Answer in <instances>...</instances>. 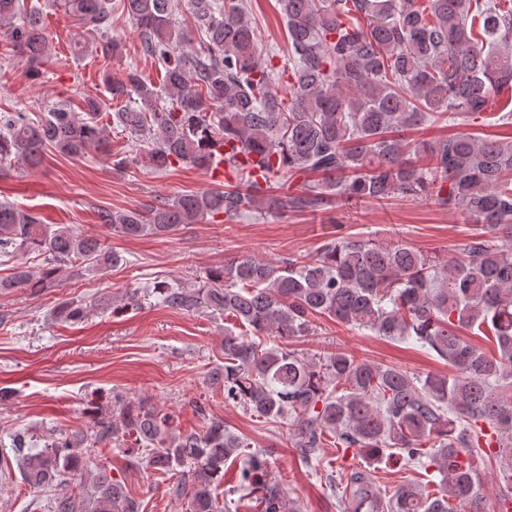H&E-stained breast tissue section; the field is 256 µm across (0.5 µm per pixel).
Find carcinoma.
I'll list each match as a JSON object with an SVG mask.
<instances>
[{
  "instance_id": "obj_1",
  "label": "carcinoma",
  "mask_w": 512,
  "mask_h": 512,
  "mask_svg": "<svg viewBox=\"0 0 512 512\" xmlns=\"http://www.w3.org/2000/svg\"><path fill=\"white\" fill-rule=\"evenodd\" d=\"M193 24L177 18V0H122L141 49L158 66L154 83L130 68L103 73L110 97L83 98L85 113L60 106L32 117L0 113V163L42 162L53 149L79 158L102 144L98 116L133 137L114 166L166 170L206 168L219 143L262 157L258 183L236 169L224 187L156 199L127 211L101 210L117 234L171 235L183 224L286 207L316 211L333 197L381 201L430 197L479 225L452 258L407 243L338 233L316 257L278 262L242 254L182 286H157L171 309L211 310L234 320L224 327V365L210 384L251 414L286 419L307 463L327 443L355 448L370 465L396 458L440 475L435 492L401 484L382 494L372 474L328 473L341 512H486L470 457L490 454L499 481L512 488V139L466 133L415 142L427 124L498 110L512 124V7L503 0H278L286 20L288 64L262 54L247 0H191ZM109 0H60L64 11L94 27L106 24ZM12 51L32 76L49 59L43 12L32 7L9 32ZM285 83L288 96L274 91ZM122 101L123 105L112 108ZM318 174L300 193H272L274 178ZM38 251L37 273L21 264L0 278V293L33 294L54 285L64 263L115 266L117 254L95 236L54 229L0 202V261ZM55 315L71 321L84 309L64 300ZM317 316L359 331L435 352L454 374L422 377L407 370L326 352L313 360L288 342L314 335ZM494 344L488 356L463 332ZM204 423L185 434L154 407L113 396L112 410L94 407L84 429L52 431L29 448L16 431L22 479L47 494L48 512H140L124 480L107 468L88 469L95 448H133L128 462L178 475L169 493L185 512H224V465L248 443L224 418L194 402ZM429 448H424V445ZM265 453L248 457L241 481L263 484L266 512H282L278 484L265 482Z\"/></svg>"
}]
</instances>
